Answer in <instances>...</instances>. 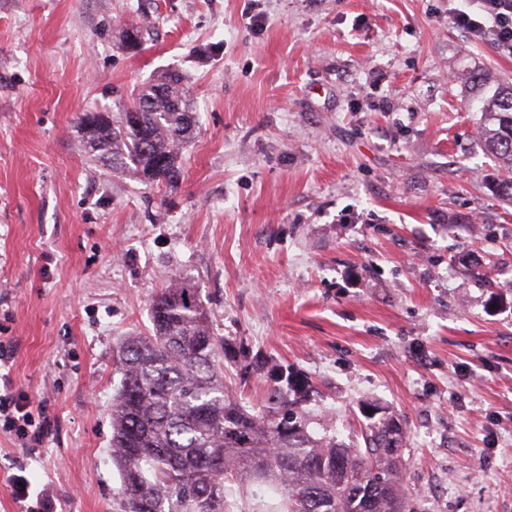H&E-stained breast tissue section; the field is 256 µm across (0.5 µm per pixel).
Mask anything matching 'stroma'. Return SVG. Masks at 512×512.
I'll return each instance as SVG.
<instances>
[{
  "mask_svg": "<svg viewBox=\"0 0 512 512\" xmlns=\"http://www.w3.org/2000/svg\"><path fill=\"white\" fill-rule=\"evenodd\" d=\"M470 7L0 0V340L51 429L33 455L0 432V512L21 465L53 512H123L112 351L175 281L338 437L388 406L417 512H512V204L465 82L512 54L450 22ZM170 69L196 114L178 184L98 167L80 117Z\"/></svg>",
  "mask_w": 512,
  "mask_h": 512,
  "instance_id": "obj_1",
  "label": "stroma"
}]
</instances>
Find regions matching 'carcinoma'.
<instances>
[{
	"mask_svg": "<svg viewBox=\"0 0 512 512\" xmlns=\"http://www.w3.org/2000/svg\"><path fill=\"white\" fill-rule=\"evenodd\" d=\"M483 86L473 75L474 100L490 117L484 145L506 172L498 192L512 203V82L488 97ZM79 125L89 153L111 171L173 186L196 118L171 71L131 108L87 113ZM150 312V335L129 337L115 359L112 459L123 512H224L226 483L279 496L265 512H415L402 478L405 433L387 407L362 403L356 440L339 439L317 429L310 386L276 364L265 401L245 406L224 382L226 341L211 332L194 289L170 285Z\"/></svg>",
	"mask_w": 512,
	"mask_h": 512,
	"instance_id": "cac0c4a2",
	"label": "carcinoma"
}]
</instances>
